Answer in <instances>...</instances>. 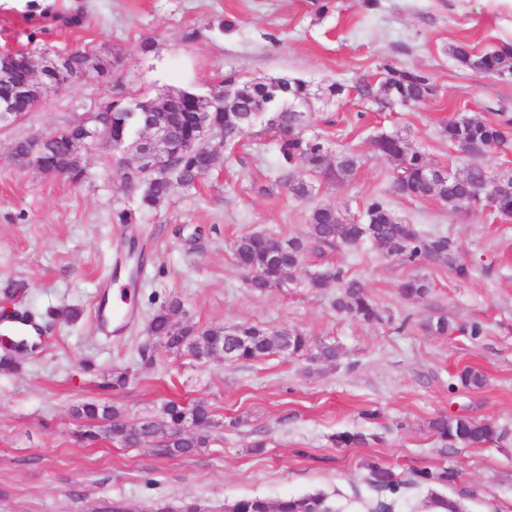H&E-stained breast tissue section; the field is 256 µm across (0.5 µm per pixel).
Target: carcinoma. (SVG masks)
<instances>
[{"label": "carcinoma", "instance_id": "obj_1", "mask_svg": "<svg viewBox=\"0 0 512 512\" xmlns=\"http://www.w3.org/2000/svg\"><path fill=\"white\" fill-rule=\"evenodd\" d=\"M451 55L459 66L484 76H512V44L502 43L492 50L477 53L470 45L459 43L452 46ZM30 65L31 58L24 54L0 57V102L11 103L14 112L12 119L0 121V129L10 126L29 110L28 103L16 95L15 86L29 79ZM429 87V79L414 70L386 66L379 86L363 82L356 89L361 98L387 108L394 103L414 105L426 95ZM219 89L234 92L224 109H212L215 132L226 144H236L244 137L249 124L255 121L254 112L260 109L264 110L269 128L275 133L279 132L281 123L300 126L306 121L298 107L306 101L309 86L300 78L282 76L241 84L237 77L228 75L220 82ZM136 105L135 101H114L112 113L99 117L101 127L123 131V141L112 142V150L120 154L126 153V148L132 146L137 137L136 116L132 112ZM168 117L184 137H196V112L185 107L168 113ZM443 134L452 143L471 146L473 156H482L506 140L503 125L470 116L448 121ZM372 146L375 152L395 165L392 193L407 198L435 196L452 208H474L468 199L474 186L486 177L484 166L475 164L461 176L429 182L425 178L429 163L422 154L409 151L401 138L380 136L372 141ZM43 151L47 164L69 167L71 182L78 183L86 177L85 168L74 165L65 132L47 136ZM215 162L216 155L211 153V147L197 142L191 151L181 156L157 161L156 170L139 169V176L127 180V184L140 189L139 209L152 210L166 199L173 183L191 187L215 166ZM358 167V156L341 154L333 160L328 148L318 139H305L299 135L279 138L282 181L289 193L297 198L306 199L313 193V185L297 175V170L305 169L345 182ZM364 241L380 245L388 256L405 265L441 263L448 266L460 281L469 279L472 274L468 264L454 260L452 241L448 236L424 235L414 225L403 223L381 196L372 198L359 221L329 206L316 207L311 212L304 239L279 240L262 233H248L238 237L231 249L236 267L251 277L247 285L253 290L266 292L272 288H286L290 281L304 283L309 288L334 284L337 288L336 311L365 323H378L383 320L382 311L369 297L364 285L347 276L343 268L326 267L305 282L300 279L307 243L335 248L339 245L357 246ZM400 290L407 299L423 301L429 295L430 282L411 277L401 283ZM148 334L167 353L197 360L220 357L228 363H249L274 354L299 356L311 351L309 338L295 329L271 331L249 323L198 329L184 321L183 304L177 299L153 314ZM457 380L463 387L479 388L484 383V375L467 366L457 374ZM76 413L89 421L110 419L112 438L123 443L152 440L158 451L168 456L209 447L220 427L209 406L201 401L191 405L169 402L164 406L160 420L129 422L117 407L96 403H84L76 408ZM184 421L194 424L193 431L187 436L173 434L171 428ZM429 428L451 446L489 444L500 439V431L491 421L440 416L429 422ZM333 442L338 448H349L367 444V437L362 432L343 431L333 437ZM368 470L372 483L378 488L394 491L406 484L381 464L370 463ZM457 479L458 473L451 468L423 470L415 477V481L422 484L451 485ZM313 502L324 503L326 498L321 494L284 497L273 502L259 497L241 498L225 504L219 512H309Z\"/></svg>", "mask_w": 512, "mask_h": 512}]
</instances>
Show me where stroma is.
<instances>
[{
	"instance_id": "1",
	"label": "stroma",
	"mask_w": 512,
	"mask_h": 512,
	"mask_svg": "<svg viewBox=\"0 0 512 512\" xmlns=\"http://www.w3.org/2000/svg\"><path fill=\"white\" fill-rule=\"evenodd\" d=\"M225 19L235 27L223 33ZM461 42L481 52L512 42V0H0V54L37 60L46 50H81L101 65L52 88L0 130V321L21 310L37 329L34 347L0 345L16 362L0 369V512H110L116 503L152 512L196 500L216 510L244 497L316 493L335 512H370L380 497L368 480L371 461L403 479L416 469L459 472L452 485L400 488L394 512H432L435 497L456 512H512V218L391 194L393 166L371 146L393 134L435 168L460 175L477 161L512 174V137L476 159L441 133L462 115L512 120V78L460 67L448 49ZM387 64L425 74L435 95L409 108L361 99L356 82H380ZM228 74L307 81L312 96L299 135L320 137L331 154L359 155L356 173L345 183L311 175V198L293 197L279 180L278 138L259 123L233 148L213 137L218 161L196 187L174 185L159 207L124 224L119 215L137 210L138 193L105 141L84 153L78 184L11 158L16 141L43 139L103 100L128 103L173 87L206 96ZM335 82L345 90L333 97L327 87ZM377 195L402 222L452 239L471 279L404 265L369 242L309 251L307 272L337 265L365 284L384 316L369 325L336 312L334 286L259 293L234 265L230 244L243 233L301 237L315 207L357 218ZM415 274L432 284L427 302L399 293ZM16 281L24 293L6 295ZM116 282L138 321L112 338L93 311L105 284ZM173 299L196 327L297 328L313 345H335L337 357L237 364L177 358L157 346L155 363H146L138 349L148 322ZM64 307L80 317H58ZM440 315L459 332H429L427 321ZM476 321L484 331L474 339L463 328ZM467 366L484 374L483 387L456 385ZM116 368L128 372L117 388ZM170 400L206 402L223 424L217 440L163 457L148 441H86L88 423L73 412L97 401L130 421L157 419ZM374 409L378 418L365 419ZM441 415L493 421L503 437L448 446L429 428ZM342 431L369 442L334 447L330 437Z\"/></svg>"
}]
</instances>
